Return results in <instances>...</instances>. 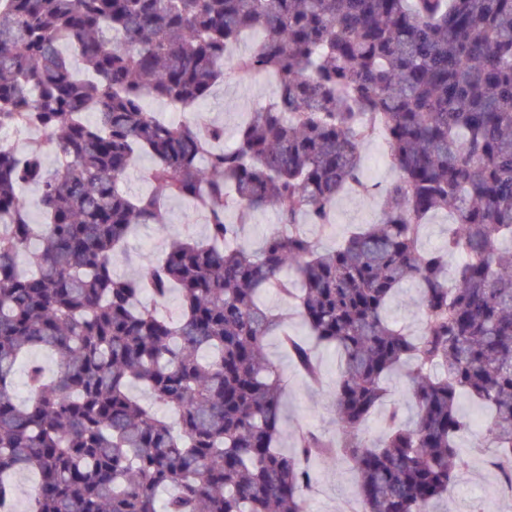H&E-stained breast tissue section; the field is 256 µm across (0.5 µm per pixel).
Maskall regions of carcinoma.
Masks as SVG:
<instances>
[{
    "label": "carcinoma",
    "instance_id": "carcinoma-1",
    "mask_svg": "<svg viewBox=\"0 0 512 512\" xmlns=\"http://www.w3.org/2000/svg\"><path fill=\"white\" fill-rule=\"evenodd\" d=\"M230 74L277 88L226 147L200 107ZM148 97L194 119L161 120ZM32 123L47 140L0 147V512L22 472L37 477L28 512H308L309 462L336 448L361 512H430L467 467L462 395L490 413L482 445L512 484V0H0V129ZM378 133L397 173L380 222L326 248L301 217L328 227L338 197L371 191L362 148ZM142 154L206 233L125 277L132 229L167 226L158 197L124 187ZM266 208L256 247L245 219ZM442 212L447 240L425 249ZM272 285L310 337L282 342L311 382L315 346L338 352V441L303 430L280 447L265 340L288 315L260 305ZM406 285L416 335L389 316ZM173 291L176 319L159 312ZM35 349L58 370L31 363L19 404L14 368ZM400 369L415 420L393 404L368 446L360 428Z\"/></svg>",
    "mask_w": 512,
    "mask_h": 512
}]
</instances>
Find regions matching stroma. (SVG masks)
Instances as JSON below:
<instances>
[{"label":"stroma","instance_id":"obj_1","mask_svg":"<svg viewBox=\"0 0 512 512\" xmlns=\"http://www.w3.org/2000/svg\"><path fill=\"white\" fill-rule=\"evenodd\" d=\"M276 92L275 81L262 77L245 82L230 80L216 88L204 110L216 121L222 122L226 133H234L241 115L255 100L269 101ZM382 139L376 138L363 148V177L375 190L370 194L347 193L336 201L334 223L321 231L306 225L307 233L317 236L323 246L332 247L342 239L353 225L372 224L380 217L381 200L378 190L392 182L396 174L383 162L379 154ZM165 232L155 225L143 224L129 237L115 269L128 277L138 275L165 251ZM265 353L277 367L286 383L283 409V441L292 444L293 434L310 429L328 436L335 435L332 391L336 384L339 357L335 350L323 349L318 353L322 383H309L294 359L283 345L280 336L267 337ZM461 453L469 461L467 469L448 489V495L433 505L434 512H490L501 497L500 485L491 465L492 451L477 447L473 437L460 442ZM316 475L315 489L307 496L309 512H353L359 503L356 472L340 457L315 460L310 464Z\"/></svg>","mask_w":512,"mask_h":512}]
</instances>
